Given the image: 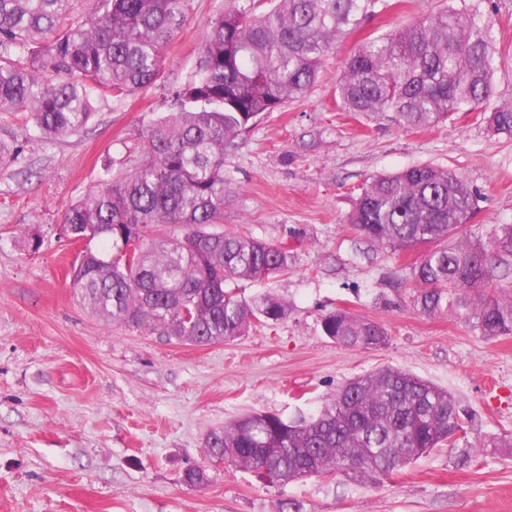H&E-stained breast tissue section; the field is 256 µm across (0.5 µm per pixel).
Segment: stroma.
I'll return each mask as SVG.
<instances>
[{"label":"stroma","instance_id":"obj_1","mask_svg":"<svg viewBox=\"0 0 512 512\" xmlns=\"http://www.w3.org/2000/svg\"><path fill=\"white\" fill-rule=\"evenodd\" d=\"M458 2L398 0L366 18L307 95L261 119L227 158L225 229L291 251L287 275L234 285L246 300L267 292L287 302V318L230 343L178 345L89 314L67 275L77 248L62 231L66 205L105 165H136L141 130L168 112L224 0H189L160 80L98 103L86 132L41 148L24 139V113L0 112L11 150L0 166V512H284L288 501L301 512H512V448L463 465L444 445L379 484L311 477L282 490L205 448L235 417L312 415L346 380L387 366L452 393L473 414L472 437L512 436V336L489 341L464 322L419 315L409 280L419 251L381 248L347 222L370 177L431 165L480 192V229L512 224V137L482 115L415 130L336 106L358 44ZM474 2L494 23L492 102L511 104L512 0ZM339 308L381 324L387 345L348 350L324 336L322 317ZM192 466L207 469V486L183 483Z\"/></svg>","mask_w":512,"mask_h":512}]
</instances>
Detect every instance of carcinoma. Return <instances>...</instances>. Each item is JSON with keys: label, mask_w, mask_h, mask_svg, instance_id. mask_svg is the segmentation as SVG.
I'll list each match as a JSON object with an SVG mask.
<instances>
[{"label": "carcinoma", "mask_w": 512, "mask_h": 512, "mask_svg": "<svg viewBox=\"0 0 512 512\" xmlns=\"http://www.w3.org/2000/svg\"><path fill=\"white\" fill-rule=\"evenodd\" d=\"M187 2L89 0L77 15L72 0H0V112L26 113L41 147L85 131L97 101H122L161 77ZM391 6L228 0L171 111L142 130L138 165L104 168L97 189L65 209V234L85 242L71 265L79 304L104 322L200 346L286 318L288 304L275 296L247 301L226 288L288 273L290 254L283 242L216 229L229 202L224 160L258 119L304 97L339 38ZM493 73L492 23L461 0L360 45L337 93L344 112H392L412 129L486 112L493 132L512 136V107L487 110ZM480 200L457 172L416 165L366 182L347 221L394 252L427 247L411 268L414 310L493 340L512 335V287L492 261L512 257V224L471 231ZM160 224L176 232L157 240ZM321 329L346 349L388 342L380 324L343 310L323 316ZM470 421L448 390L387 367L349 379L311 416L247 414L211 432L207 445L216 458L267 472L272 487L329 475L368 484L443 445L512 448V437L470 441ZM208 481L200 467L183 474L190 487Z\"/></svg>", "instance_id": "carcinoma-1"}]
</instances>
